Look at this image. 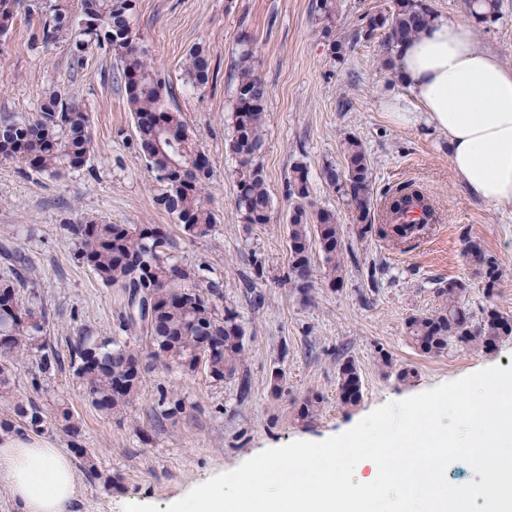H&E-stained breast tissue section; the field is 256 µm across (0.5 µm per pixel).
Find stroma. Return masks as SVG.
<instances>
[{
    "label": "stroma",
    "instance_id": "35a3bbf8",
    "mask_svg": "<svg viewBox=\"0 0 512 512\" xmlns=\"http://www.w3.org/2000/svg\"><path fill=\"white\" fill-rule=\"evenodd\" d=\"M25 0L12 29L0 37V116L28 117L54 91L74 95L91 122L92 151L85 166L51 176L17 161L0 160V241H13L25 258L21 297L36 292L56 308L43 334L61 342L75 333L110 338L134 349L145 343L124 332L118 317L125 298L103 285L77 258L69 223L94 219L111 224L165 225L185 263L218 282L211 302L232 310L246 336L242 372L251 383L241 399L237 380L217 382L205 370L186 374L177 367L150 369L139 398L119 415L96 411L69 370L32 381L34 357L16 371L14 391L23 400L50 408L65 397L84 424V446L98 477L74 466L75 496L67 512H164L167 504L209 478L237 469L268 448L295 440L321 441L338 435L375 408L487 367L512 366V337L492 349L453 348L426 356L407 341L404 327L414 314L439 306L440 282L462 278L463 303L472 321L488 308L512 315V203L492 204L468 192L453 176L447 140L427 125L392 120L383 103L410 98L395 70L383 68V31L369 40L353 35L367 11L389 8L391 0H337L332 19L321 18L316 0H139L137 25L154 62L169 81L166 104L182 112L195 141L208 157L206 188L216 224L194 240L154 201V177L138 154L136 132L116 62L92 46L74 55L68 41H41L38 7ZM503 19L474 25L477 49L512 67V0H501ZM353 39L336 60L324 26ZM247 33L248 44L238 36ZM205 48L212 72L200 89L185 84L182 63L192 47ZM253 52L257 75L267 84L265 141L259 156L274 204L272 223L249 224L236 204L232 135V65L242 49ZM359 138L372 165V192L413 181L443 215L428 236L399 250L375 233H361L355 209L320 179L326 163H340L347 136ZM306 163L313 209L335 211L349 246L344 282L319 280L304 298L287 282L288 242L282 217L288 210V172ZM480 241L499 261L501 277L486 293L463 254L464 238ZM396 365L414 369L399 381L376 363L379 351ZM354 360L363 397L345 406L337 372ZM284 371L286 395L271 393L270 379ZM176 390L186 406L178 419L157 415L160 389ZM320 394L322 409L311 422L293 416L305 396ZM118 477L109 488L103 476Z\"/></svg>",
    "mask_w": 512,
    "mask_h": 512
}]
</instances>
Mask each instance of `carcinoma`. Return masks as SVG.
<instances>
[{
    "mask_svg": "<svg viewBox=\"0 0 512 512\" xmlns=\"http://www.w3.org/2000/svg\"><path fill=\"white\" fill-rule=\"evenodd\" d=\"M20 0H0V36L11 29ZM138 0H52L42 25V41L69 40L80 52L96 44L111 52L121 63L114 74L124 84L126 101L134 120L137 148L154 175V202L174 216L189 239L206 237L216 223L206 196L211 166L184 120L182 113L168 108L165 78L156 68L149 48L136 28ZM471 16L479 25L500 20L499 0H470ZM438 17L433 0H392L390 10L363 18L356 38L369 39L378 29L386 30L388 54L416 38ZM185 82L203 87L210 79V55L201 47L191 49L183 65ZM232 137L229 150L236 162L237 205L248 224H269L273 203L267 191L258 157L264 144L265 107L268 86L255 73L253 55L244 50L234 64ZM91 148L90 117L72 97L51 93L31 118L0 120V158L27 164L39 173L55 174L60 167L81 169ZM341 167L322 166L320 178L347 197L366 230L393 244L417 238L439 221L433 200L412 181L388 191L382 209H374L371 162L361 141L344 140ZM310 173L306 165H293L288 177L290 205L286 217L288 271L286 279L302 296L316 287L318 271L313 253H318L324 276L333 285L344 278L347 245L344 232L331 210L309 211ZM422 212L418 223L405 221L413 209ZM79 260L106 286L128 293L120 326L135 333L149 347L148 356L185 373L198 370L197 362L211 352L206 371L216 382L231 380L242 373L246 355L245 333L237 315L226 310L218 314L209 297L219 285L204 281L201 269L179 260L170 252L173 244L163 229L154 224H109L78 220L67 225ZM463 254L494 292L500 279L497 260L477 240H464ZM6 272L0 275V431L25 429L37 435L56 430L67 438L83 467L96 471L93 457L83 448L84 429L69 403L55 400L50 411L38 403L23 401L14 392L15 369L28 352L38 353L34 379L62 367L63 357L55 344L41 338L49 308L34 294L22 301L14 278L15 265L22 263L18 251H5ZM468 283L450 279L440 283L436 293L439 308L430 314L411 316L405 331L409 343L424 355H439L455 347L487 350L497 341L512 336V316L495 308L479 322L471 321L460 299ZM69 368L83 386L92 407L118 415L138 398L143 372L130 368L142 360L139 352L115 340H97L78 335L66 340ZM338 390L347 406L357 405L363 396L356 364L349 360L338 372ZM323 397L312 394L296 406L294 417L310 421L321 411ZM160 415L175 418L184 413L183 400L163 390L157 402Z\"/></svg>",
    "mask_w": 512,
    "mask_h": 512,
    "instance_id": "carcinoma-1",
    "label": "carcinoma"
}]
</instances>
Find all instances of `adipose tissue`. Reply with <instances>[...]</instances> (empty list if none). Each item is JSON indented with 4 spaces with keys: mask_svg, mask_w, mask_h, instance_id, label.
Segmentation results:
<instances>
[{
    "mask_svg": "<svg viewBox=\"0 0 512 512\" xmlns=\"http://www.w3.org/2000/svg\"><path fill=\"white\" fill-rule=\"evenodd\" d=\"M397 77L408 106L384 103L395 121L426 124L447 138L454 176L478 198L512 203V68L474 45L471 27L438 17L397 49ZM0 483L23 512H66L75 493L71 463L45 443L0 436Z\"/></svg>",
    "mask_w": 512,
    "mask_h": 512,
    "instance_id": "obj_1",
    "label": "adipose tissue"
}]
</instances>
